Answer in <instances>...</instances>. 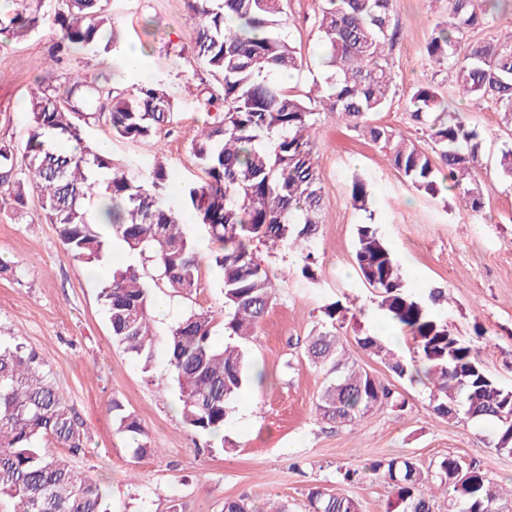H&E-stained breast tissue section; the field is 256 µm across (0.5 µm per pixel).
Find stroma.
Returning <instances> with one entry per match:
<instances>
[{"mask_svg": "<svg viewBox=\"0 0 512 512\" xmlns=\"http://www.w3.org/2000/svg\"><path fill=\"white\" fill-rule=\"evenodd\" d=\"M283 5L285 30L305 62L283 83L303 95L322 72L317 19L323 2L283 0ZM107 9L116 45L78 49L59 64L50 60L57 40L51 26L23 41L0 35V143L25 142V108L39 84L62 83L73 72L101 80L115 67L124 70L121 88L145 78L162 84L176 106L172 128L162 138L113 139L101 123L85 125L83 133L94 145L109 140L113 159L128 164L130 175L139 180H147L155 164L167 168L165 198L203 259L199 287L191 298H168L166 315H153L158 339L152 368L143 370L138 359L113 343L99 291L113 271L133 263L154 295L164 297L154 266L133 260L115 243L97 267H84L64 248L55 225L44 217L38 192L31 190L23 209L0 208V264L9 267L0 273V339H19L43 358L58 393L83 420V449L65 455L76 471L101 484L109 512H223L225 500L238 498L264 508L284 504L288 512H307V494L315 487L358 498L362 512H388L394 495L384 479L369 473L346 483L340 472L391 457L413 458L427 470L452 456L500 485L511 484L512 455L490 448L491 426L438 418L424 386L395 379L354 343L356 337L375 335L403 356L412 354L408 336L388 326L375 290L355 269L356 229L371 222L405 270L406 288L419 296L433 287L445 289L448 304L437 309V316L473 346L502 386L512 387V177L495 164L498 150L512 144V126L504 124L490 101L460 97L452 70L427 61L432 28L448 20L447 0H394L397 35L390 61L395 86L389 106L372 120L430 149L426 132L410 120L407 104L418 84L432 83L449 111L483 134L484 208L476 214L460 208L454 195L440 200L418 193L391 166L384 149L337 121L335 113H322L313 136L325 214L314 241L317 279L302 276L300 257L288 249L258 247L257 258L272 274L274 299L244 346L253 372H264L266 380L238 396L224 426L231 443L227 450L207 447L203 437L183 425L175 395L165 385L170 369L163 339L191 309L211 311L212 336L225 339L221 275L207 261L213 243L182 204L183 187L204 177L191 143L205 118L199 90L212 77L192 52L196 20L185 0H109ZM131 48L142 53V73L123 67ZM358 179L370 191L364 210L351 199ZM331 302L345 309L337 332L349 341L353 359L395 384L407 400L404 410L384 406L364 423L344 427L316 416L314 404L326 374L304 356V342L324 322L323 307ZM116 401L138 418L160 446L159 454L134 456L132 439L112 422Z\"/></svg>", "mask_w": 512, "mask_h": 512, "instance_id": "obj_1", "label": "stroma"}]
</instances>
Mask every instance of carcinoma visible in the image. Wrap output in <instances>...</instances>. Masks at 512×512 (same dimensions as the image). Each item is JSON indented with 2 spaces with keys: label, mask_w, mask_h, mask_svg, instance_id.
<instances>
[{
  "label": "carcinoma",
  "mask_w": 512,
  "mask_h": 512,
  "mask_svg": "<svg viewBox=\"0 0 512 512\" xmlns=\"http://www.w3.org/2000/svg\"><path fill=\"white\" fill-rule=\"evenodd\" d=\"M187 6L198 19L194 52L217 87L200 90L208 109L191 151L205 179L185 187L184 202L218 244L211 261L222 275L228 336H252L274 299L271 273L256 257L257 245L299 253L302 275L316 280L313 242L322 223L324 189L312 131L323 109L382 145L410 187L432 198L451 190L471 211L483 209L481 132L447 111L433 84L418 86L409 102L411 119L429 131L432 152L371 123L387 106L395 79L388 53L396 37L393 0H324L318 20L324 74L315 83L316 95L303 97L278 80L303 67L284 31L282 0H187ZM506 9L512 11V0H448V22L433 28L426 55L455 71L462 96L491 101L511 125L512 33L502 40H464ZM46 23L67 51L94 47L114 35L101 0H55L51 12L42 11V0H0L1 35L21 40ZM90 100L97 102L94 112L84 111ZM27 118L24 166L17 167L15 147L0 144V205L20 209L31 185L75 260L93 267L112 240H119L129 253L148 256L167 295L190 297L198 288L199 253L162 196L166 168L157 164L148 180L137 181L111 155L84 145L80 125L103 118L114 137L154 138L175 118L167 91L155 83L128 91L67 77L62 85L38 87ZM60 137L74 143L73 151L52 147ZM351 198L366 209L367 184L355 181ZM354 261L363 283L378 291V309L410 336L414 356L408 362L371 335L357 337V345L396 377L428 388L436 416L453 424L491 422L490 447L512 453V390L434 316L433 309L447 300L444 291L432 288L424 298L409 292L374 224L358 225ZM100 296L113 342L149 369L156 342L151 289L129 266L112 274ZM323 313L326 323L304 346L306 357L328 367L330 375L316 412L342 427L383 405L403 409L401 392L346 357L336 328L340 304L324 306ZM213 328L211 312L191 311L169 329L166 343L183 424L224 444V422L250 373L246 352L239 345L216 344ZM112 412L117 430L136 444L135 457L157 452L132 413L116 401ZM84 437L83 421L59 396L36 354L19 340L0 341V497L13 500L15 512H107L99 483L40 446L51 438L78 452ZM369 470L391 483L398 512H434V484L456 506L454 512H499L512 505V487H497L450 456L432 472L410 458L373 461ZM308 501L309 512H361L358 501L329 488L311 489Z\"/></svg>",
  "instance_id": "carcinoma-1"
}]
</instances>
